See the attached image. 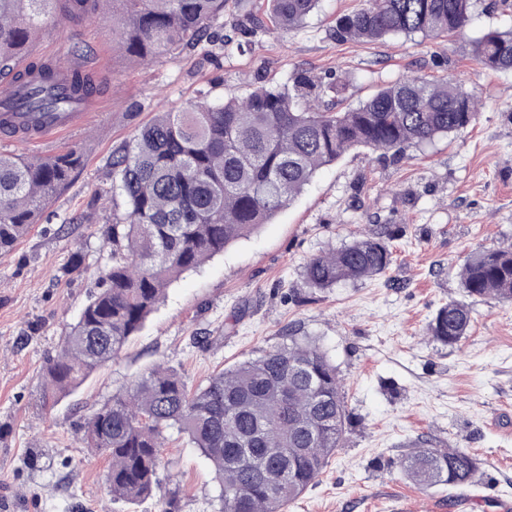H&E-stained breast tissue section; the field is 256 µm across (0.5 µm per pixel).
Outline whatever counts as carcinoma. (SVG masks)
<instances>
[{"instance_id": "obj_1", "label": "carcinoma", "mask_w": 512, "mask_h": 512, "mask_svg": "<svg viewBox=\"0 0 512 512\" xmlns=\"http://www.w3.org/2000/svg\"><path fill=\"white\" fill-rule=\"evenodd\" d=\"M225 0H0V79L27 88V114L90 100L103 87L86 71L56 84L51 58L26 49L44 25L62 16L78 23L112 13L120 29L114 49L154 62L204 42L224 43ZM319 0H267L251 28L300 26ZM474 0H366L342 16L339 40L439 37L462 31ZM486 68L512 71V31L489 30L472 43ZM322 83L305 71L292 85H261L241 98L195 102L159 112L112 148V263L96 294L48 357L43 394L75 392L112 361L163 301L168 286L200 268L231 242L267 224L318 170L346 152L402 151L466 129L477 98L457 82L404 77L355 106L322 103ZM81 154L71 148L28 158L0 153V253L12 251L67 184ZM390 234L381 225L312 256L304 278L312 288L386 274ZM471 297L512 302V250H482L461 268ZM471 310L441 306L429 335L453 346L468 336ZM346 408L336 366L321 348L283 331L282 343L256 359L212 375L192 391L176 370L157 365L97 409L84 426L87 444L110 459L105 486L114 500L136 502L160 489L161 448L171 429L212 465L215 512H282L312 486L341 447ZM417 488L470 485L478 463L456 448H415L400 461Z\"/></svg>"}]
</instances>
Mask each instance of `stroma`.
<instances>
[{
    "label": "stroma",
    "instance_id": "obj_1",
    "mask_svg": "<svg viewBox=\"0 0 512 512\" xmlns=\"http://www.w3.org/2000/svg\"><path fill=\"white\" fill-rule=\"evenodd\" d=\"M360 0H321L290 31L240 25L264 0H229L224 47L174 53L141 65L116 52L112 18L69 27L49 23L29 51L64 57L73 45L96 58L107 84L103 109L86 125L33 145L0 139V152L44 157L79 149L82 164L39 224L0 254V512H159L158 497L111 500L104 455L79 429L112 394L153 365L174 368L189 388L219 370L281 343L285 327L314 341L342 381L350 415L341 448L287 512H512V304L467 298L458 270L478 250L512 245V72L485 68L470 43L490 29H512V0H477L462 34L338 41L336 23ZM311 72L345 83L357 105L406 76L455 79L475 94L472 126L432 143L349 151L270 223L185 273L141 331L74 393L45 400L48 355L97 290L110 263L114 145L158 112H176L199 93L225 99L261 84ZM368 224H387L393 262L386 275L317 290L306 261L349 242ZM467 301L472 327L456 346L428 336L445 303ZM429 441L460 448L479 468L462 490L416 489L402 475L403 455ZM159 470L176 512H214L218 483L210 463L169 431Z\"/></svg>",
    "mask_w": 512,
    "mask_h": 512
}]
</instances>
